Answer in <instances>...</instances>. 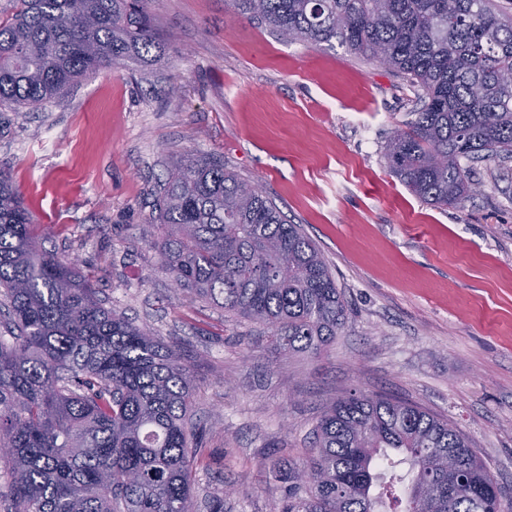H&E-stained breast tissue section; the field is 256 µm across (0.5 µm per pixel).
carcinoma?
<instances>
[{"label": "carcinoma", "mask_w": 512, "mask_h": 512, "mask_svg": "<svg viewBox=\"0 0 512 512\" xmlns=\"http://www.w3.org/2000/svg\"><path fill=\"white\" fill-rule=\"evenodd\" d=\"M0 17V112L38 108L84 76L162 52L144 0H12ZM292 42L347 46L416 88L387 144L415 195L460 207L471 164L512 158V19L493 0H230ZM162 264L190 299L323 352L346 305L301 225L212 157L176 161L155 205ZM195 376L176 343L112 311L40 247L0 171V467L8 512H193ZM272 512H385L383 465L408 464L403 512H512L468 437L422 405L351 393L327 407ZM311 471L300 484L296 476Z\"/></svg>", "instance_id": "obj_1"}]
</instances>
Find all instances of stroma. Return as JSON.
I'll list each match as a JSON object with an SVG mask.
<instances>
[{
	"label": "stroma",
	"instance_id": "35a3bbf8",
	"mask_svg": "<svg viewBox=\"0 0 512 512\" xmlns=\"http://www.w3.org/2000/svg\"><path fill=\"white\" fill-rule=\"evenodd\" d=\"M147 9L165 53L0 114V169L42 248L192 364L194 512H271L285 486L267 463L304 458L323 408L355 391L447 418L512 498V158L475 163L462 207L431 205L387 167L415 107L389 68L337 43L280 41L225 0ZM213 155L319 247L347 305L326 353L275 350L163 269L159 187L176 160Z\"/></svg>",
	"mask_w": 512,
	"mask_h": 512
}]
</instances>
